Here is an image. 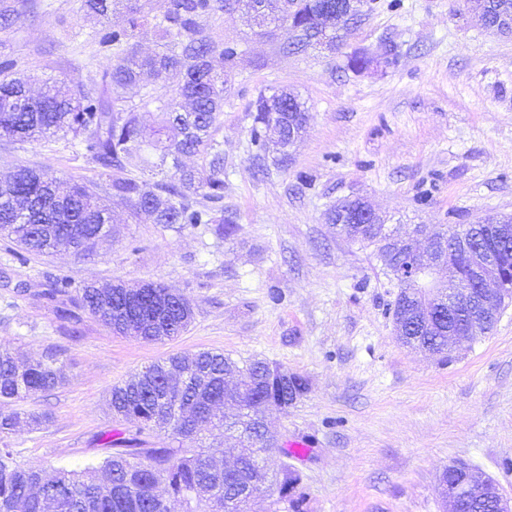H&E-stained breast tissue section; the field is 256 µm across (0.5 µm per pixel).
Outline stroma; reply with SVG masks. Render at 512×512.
Returning a JSON list of instances; mask_svg holds the SVG:
<instances>
[{"mask_svg": "<svg viewBox=\"0 0 512 512\" xmlns=\"http://www.w3.org/2000/svg\"><path fill=\"white\" fill-rule=\"evenodd\" d=\"M19 14L0 28V61L40 91L45 78L101 75L111 55L91 35L100 18L82 0H0ZM462 0H379L334 54L284 55V31L258 33L224 11L205 35L236 46L224 110L212 130L224 154V213L178 230L109 197L103 169L70 139L0 141V182L25 166L105 197L112 233L84 256L29 254L0 238V341L19 360L55 353L61 387L27 399L37 426L0 435L16 463L80 471L134 424L109 393L172 353L212 350L302 375L307 393L267 417L278 448L270 475L290 465L303 512H443L440 476L464 461L512 496V306L493 331L452 360L403 345L386 314L389 279L373 247L338 238L327 211L356 196L404 233L512 215V38L486 31ZM372 57L367 69L349 56ZM288 89L307 124L287 160L250 144L259 94ZM75 284H163L188 298L187 330L147 343L112 333L74 296L51 301L53 278ZM302 443L285 457L286 441Z\"/></svg>", "mask_w": 512, "mask_h": 512, "instance_id": "stroma-1", "label": "stroma"}]
</instances>
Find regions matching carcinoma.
<instances>
[{
	"label": "carcinoma",
	"mask_w": 512,
	"mask_h": 512,
	"mask_svg": "<svg viewBox=\"0 0 512 512\" xmlns=\"http://www.w3.org/2000/svg\"><path fill=\"white\" fill-rule=\"evenodd\" d=\"M124 6L123 21L112 25V15ZM102 19L96 32L100 46L112 51L115 64L101 78L89 77L67 83L51 77L44 91L35 95L25 78L12 73L13 63L0 62V139L48 142L58 134L71 136L81 153L109 171L112 194L126 200L134 212L153 218L156 224H178L197 228L229 224L224 209L197 206L192 196L201 194L209 202L224 200V156L212 143L211 130L224 108V72L213 69L215 56L228 62L237 47L216 45L203 34V19L219 11L252 8V0H167L154 27L162 39L161 50L136 56L128 52L130 41L148 23L133 0H85ZM336 16V0H267V10L253 20L273 24L286 34L287 52L327 44L336 50L343 35L336 29H318L322 13ZM501 4L486 5L483 26L495 30ZM157 79L178 76L175 96L162 99L151 94L137 104L116 105L119 90L139 83L143 74ZM305 104L297 95L260 94L255 104L251 144L260 153L272 151L288 157V137L305 129ZM279 129V138L266 139V129ZM172 158L174 172L152 185L126 174L127 169L147 170ZM205 156L198 169L179 164L183 155ZM110 232V215L100 197L85 185L59 190L55 178L28 167L18 168L0 190V235L14 240L24 250L49 253L64 244L76 254L84 252V240ZM385 225L363 232L353 243L379 247ZM477 245L488 251L499 247L492 225L476 229ZM501 285L512 290V248L499 254ZM128 286L112 284L103 289L87 283L76 289L81 306L112 332L140 334L147 341H163L180 335L193 319L190 301L157 283L139 305L142 315L153 313V298L165 297L160 328L140 330L127 318ZM110 295L103 307L99 294ZM187 357L172 355L139 371L111 389L112 413L137 420L130 438L109 440L117 451L107 455L91 472L60 470L49 476L40 468L17 464L8 448H0V512H172L178 502L182 512H246L248 499L238 497L239 476L224 475L202 450L148 448L141 439L147 431L169 428L184 440H195L201 427L218 423L239 433V459L245 469L260 459L266 444L255 416L260 407L271 411L287 392L308 391L304 378L287 383L273 374L271 365L255 359L244 366L231 357L199 351ZM57 358H44L20 367L10 346L0 342V401L13 403L55 390L63 382ZM240 377L238 414L233 421L214 413L224 401V375ZM40 424L42 417L24 410L0 411V433L15 430L21 422ZM55 489L54 499L46 492Z\"/></svg>",
	"instance_id": "cac0c4a2"
}]
</instances>
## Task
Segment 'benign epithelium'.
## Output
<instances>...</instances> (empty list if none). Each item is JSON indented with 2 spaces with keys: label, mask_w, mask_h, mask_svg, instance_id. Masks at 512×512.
Returning <instances> with one entry per match:
<instances>
[{
  "label": "benign epithelium",
  "mask_w": 512,
  "mask_h": 512,
  "mask_svg": "<svg viewBox=\"0 0 512 512\" xmlns=\"http://www.w3.org/2000/svg\"><path fill=\"white\" fill-rule=\"evenodd\" d=\"M382 223L381 217L364 205L362 215H355L351 229L361 231L369 224ZM385 263L396 270L395 286H416L411 302L392 317L396 332L414 322L424 331L448 337V351H463L487 333L489 324L499 319L512 304V296L501 288L496 257L475 248L464 239L444 240L436 234L424 236L422 228L416 236H399L390 231L381 241ZM468 252L469 263L477 274L476 287L450 288V276L456 270L460 250ZM445 512H460L471 495L492 503L495 512H512V498L506 497L499 485L479 469L456 463L441 474Z\"/></svg>",
  "instance_id": "1"
}]
</instances>
